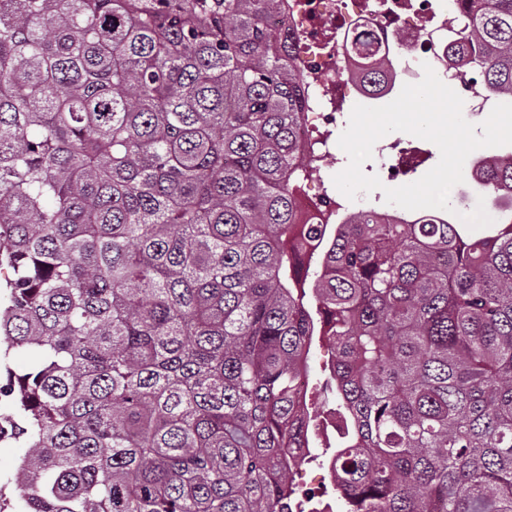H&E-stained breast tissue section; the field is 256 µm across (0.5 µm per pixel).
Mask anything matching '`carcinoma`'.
Here are the masks:
<instances>
[{"instance_id": "cac0c4a2", "label": "carcinoma", "mask_w": 512, "mask_h": 512, "mask_svg": "<svg viewBox=\"0 0 512 512\" xmlns=\"http://www.w3.org/2000/svg\"><path fill=\"white\" fill-rule=\"evenodd\" d=\"M457 35L512 98V0ZM276 0H0L12 512H290L334 351L342 512H512V155L499 220L301 224ZM318 254L310 288L301 272ZM332 359L330 346L323 341L316 339L309 354V389L308 399L321 401L323 399V384L329 375L328 365Z\"/></svg>"}]
</instances>
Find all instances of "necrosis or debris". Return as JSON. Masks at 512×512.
Returning a JSON list of instances; mask_svg holds the SVG:
<instances>
[{
  "label": "necrosis or debris",
  "mask_w": 512,
  "mask_h": 512,
  "mask_svg": "<svg viewBox=\"0 0 512 512\" xmlns=\"http://www.w3.org/2000/svg\"><path fill=\"white\" fill-rule=\"evenodd\" d=\"M462 0H280L268 19L270 25L287 24L297 53L298 72L309 90L301 117L300 144L319 171L298 185L301 221L305 224H342L353 213H377L384 219L414 221L416 212L398 206L375 207L368 194H360L353 207H345L325 185L321 174L331 157L330 137L339 130L337 117L346 98L365 103L372 99L350 76L359 63L357 42H367L389 63L390 81L401 85L416 63H428L441 81H454L481 111H491L494 96L452 65L460 56L455 41L430 44L425 33H448L464 23Z\"/></svg>",
  "instance_id": "4bbe7bcc"
}]
</instances>
